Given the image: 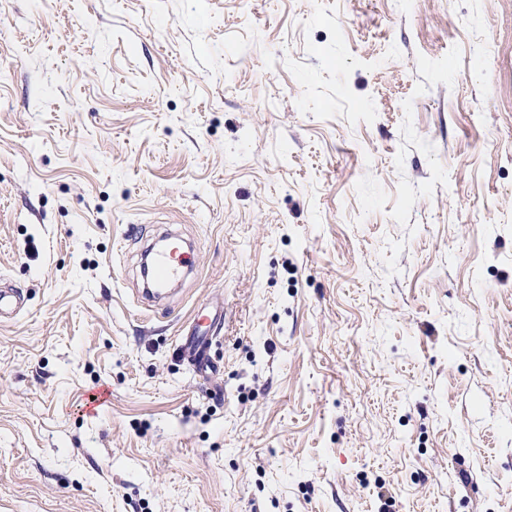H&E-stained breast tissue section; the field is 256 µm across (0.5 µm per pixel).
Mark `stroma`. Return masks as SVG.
Listing matches in <instances>:
<instances>
[{
	"mask_svg": "<svg viewBox=\"0 0 512 512\" xmlns=\"http://www.w3.org/2000/svg\"><path fill=\"white\" fill-rule=\"evenodd\" d=\"M3 283L0 512H512V0H0ZM151 265L160 287L166 288L173 283L185 267L191 264L189 254L179 245L172 244L162 250H151ZM217 318V312L211 317L208 310L205 314H203V311H198L194 319V326L182 337L181 349L193 352L192 370L204 380L211 379L214 374L220 371L219 365L206 354L211 345L212 337L208 336L207 330L201 329L202 327H211L212 322Z\"/></svg>",
	"mask_w": 512,
	"mask_h": 512,
	"instance_id": "1",
	"label": "stroma"
}]
</instances>
